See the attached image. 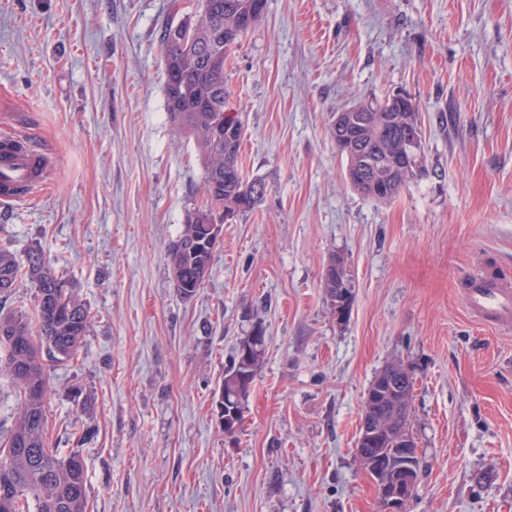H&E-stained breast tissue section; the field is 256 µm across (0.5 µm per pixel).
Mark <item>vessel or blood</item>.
Here are the masks:
<instances>
[{
	"mask_svg": "<svg viewBox=\"0 0 512 512\" xmlns=\"http://www.w3.org/2000/svg\"><path fill=\"white\" fill-rule=\"evenodd\" d=\"M50 157L22 153L10 146L0 147V198L19 199L21 191H34L49 176ZM466 281L464 302L468 314L478 323L508 329L512 327V281L489 279L482 264H475Z\"/></svg>",
	"mask_w": 512,
	"mask_h": 512,
	"instance_id": "b4317fda",
	"label": "vessel or blood"
}]
</instances>
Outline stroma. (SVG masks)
<instances>
[{
    "instance_id": "stroma-1",
    "label": "stroma",
    "mask_w": 512,
    "mask_h": 512,
    "mask_svg": "<svg viewBox=\"0 0 512 512\" xmlns=\"http://www.w3.org/2000/svg\"><path fill=\"white\" fill-rule=\"evenodd\" d=\"M193 0H0V137L49 153L0 200V249L38 247L93 325L48 367L53 444L79 449L89 512H378L354 448L375 374L416 377L409 512H512V330L475 323L463 274L512 279V0H267L234 44L226 105L264 198L225 224L196 297L165 246L206 203L166 112L162 29ZM417 103L425 175L378 202L345 179L330 126L358 101ZM343 255L337 322L323 287ZM263 328L235 438L214 392ZM84 441H77V434ZM346 267L345 258L341 255H336L334 259L329 260L324 273L327 282H330L332 278H336L335 288H330L329 284L325 281L324 288H326L327 295L332 304L335 305L336 303L335 311L337 319H341L344 316V312L349 303L353 301L350 294L351 288L349 287L346 277H342V279L338 277L342 271L346 270Z\"/></svg>"
}]
</instances>
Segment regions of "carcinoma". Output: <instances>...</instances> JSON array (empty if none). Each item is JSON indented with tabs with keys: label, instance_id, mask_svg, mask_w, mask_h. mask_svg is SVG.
<instances>
[{
	"label": "carcinoma",
	"instance_id": "1",
	"mask_svg": "<svg viewBox=\"0 0 512 512\" xmlns=\"http://www.w3.org/2000/svg\"><path fill=\"white\" fill-rule=\"evenodd\" d=\"M207 10L197 19L191 32L174 33L172 25L162 30L166 110L170 121L194 139L201 151L205 171L204 191L207 205L196 209V216L186 217L178 235L166 246L165 255L173 288L180 297L191 299L209 278L214 260V242L209 238V219L220 209L232 214L252 210L265 196V182L244 179L239 164L243 124L239 113L226 108L224 63L241 35L260 23L267 0H206ZM360 127L349 134H332L336 150L346 166L364 165L383 154L399 151L405 133L421 130L418 105L410 101L394 105L389 112H359ZM416 167L412 176L422 173ZM410 176V177H412ZM402 168H395L391 181L377 187L367 182L352 184L360 194L379 202L400 193V184L409 181ZM0 295L10 296L23 283L37 289L34 320L23 314L0 312V376L15 389L18 408L12 424L0 429V486L8 485L13 507L9 512H87V473L80 452H63L48 437L45 402L50 390L46 362L71 359L81 348L92 324L89 308L70 293L66 282L58 278L40 248L28 251L23 262L0 250ZM251 348V359L241 351L224 367L219 396L225 397L227 410L234 413L232 426L224 432L233 434L244 420L249 386L236 387L233 375L244 372L255 381L266 348L263 330L243 338ZM410 366L392 362L371 381L364 406L384 411L386 401L373 400L381 390L380 380L394 373L412 391L415 381L405 374ZM412 405L400 409L392 434L368 449L360 461L363 468L379 462L384 468L404 461L420 476V458L411 427ZM409 448V455L396 456L397 449Z\"/></svg>",
	"mask_w": 512,
	"mask_h": 512
}]
</instances>
